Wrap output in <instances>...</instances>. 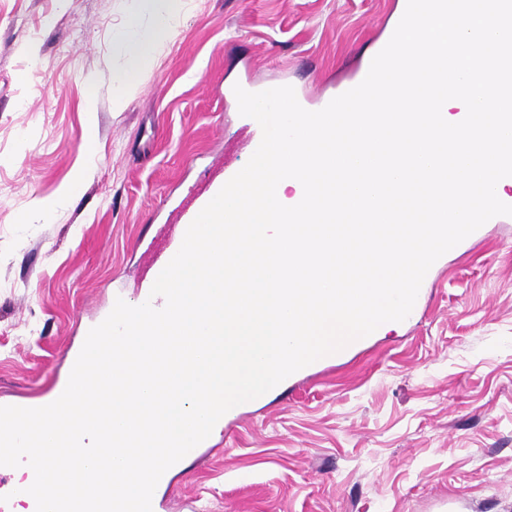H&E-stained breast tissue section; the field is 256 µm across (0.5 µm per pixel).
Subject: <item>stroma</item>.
<instances>
[{"mask_svg": "<svg viewBox=\"0 0 512 512\" xmlns=\"http://www.w3.org/2000/svg\"><path fill=\"white\" fill-rule=\"evenodd\" d=\"M398 4L182 0L127 89V50L154 29L134 0H0V402L63 382L86 332L139 303L152 256L177 249L170 211L213 164L248 162L262 129L235 87L289 85L312 108L341 95ZM189 497L205 512H512V216L442 255L411 320L226 415L158 512Z\"/></svg>", "mask_w": 512, "mask_h": 512, "instance_id": "obj_1", "label": "stroma"}]
</instances>
